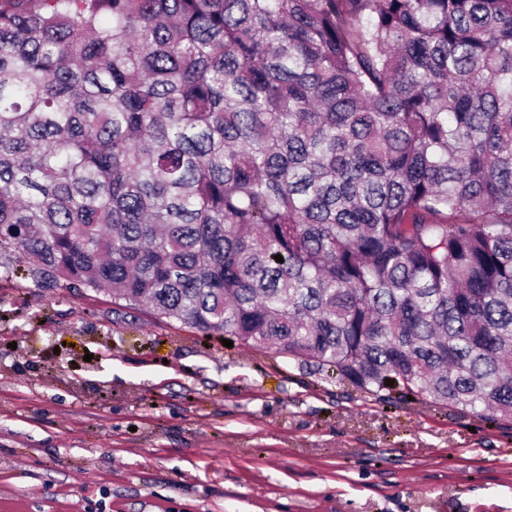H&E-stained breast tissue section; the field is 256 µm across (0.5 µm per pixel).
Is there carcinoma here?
I'll return each mask as SVG.
<instances>
[{
	"label": "carcinoma",
	"mask_w": 512,
	"mask_h": 512,
	"mask_svg": "<svg viewBox=\"0 0 512 512\" xmlns=\"http://www.w3.org/2000/svg\"><path fill=\"white\" fill-rule=\"evenodd\" d=\"M13 254L511 420L512 0H0Z\"/></svg>",
	"instance_id": "obj_1"
}]
</instances>
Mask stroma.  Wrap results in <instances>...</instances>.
<instances>
[{
  "mask_svg": "<svg viewBox=\"0 0 512 512\" xmlns=\"http://www.w3.org/2000/svg\"><path fill=\"white\" fill-rule=\"evenodd\" d=\"M0 270V512H512V425Z\"/></svg>",
  "mask_w": 512,
  "mask_h": 512,
  "instance_id": "1",
  "label": "stroma"
}]
</instances>
